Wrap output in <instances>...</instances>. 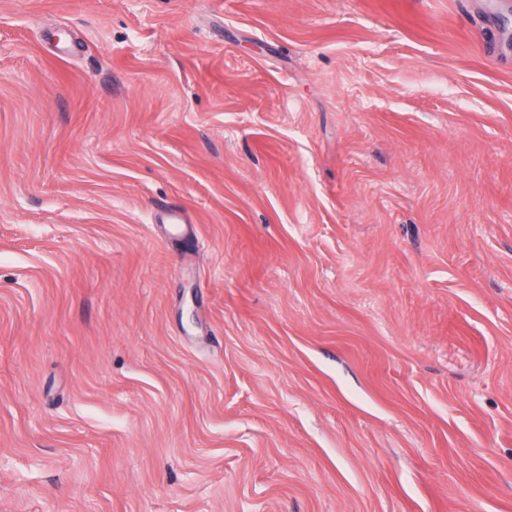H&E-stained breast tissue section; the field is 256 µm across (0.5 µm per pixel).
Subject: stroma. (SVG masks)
<instances>
[{
    "label": "stroma",
    "mask_w": 512,
    "mask_h": 512,
    "mask_svg": "<svg viewBox=\"0 0 512 512\" xmlns=\"http://www.w3.org/2000/svg\"><path fill=\"white\" fill-rule=\"evenodd\" d=\"M0 512H512L503 0H0Z\"/></svg>",
    "instance_id": "35a3bbf8"
}]
</instances>
